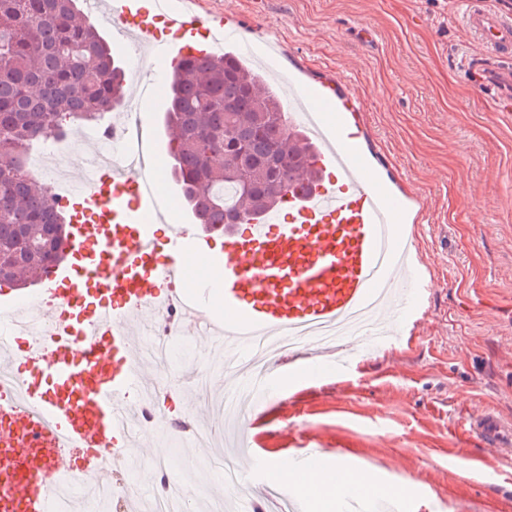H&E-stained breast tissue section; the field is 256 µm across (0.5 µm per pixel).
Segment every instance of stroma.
<instances>
[{
    "label": "stroma",
    "mask_w": 512,
    "mask_h": 512,
    "mask_svg": "<svg viewBox=\"0 0 512 512\" xmlns=\"http://www.w3.org/2000/svg\"><path fill=\"white\" fill-rule=\"evenodd\" d=\"M464 0H201L232 33L226 49L261 58L277 91L296 76L365 104L355 159L377 188L400 199L396 224L423 283L409 316L388 311L389 339L349 342V366L309 375L302 360L278 367L275 402L250 418L257 449L292 458L315 437L336 464L376 483H403L419 512H512V457L485 449L464 417L496 409L512 420V92L465 76L475 53L459 22ZM280 56L269 59V42ZM165 94L148 110L154 164L169 178ZM196 345L178 360L167 414L190 405L215 423L210 457L155 434L170 482L212 497L232 438L215 407L227 378Z\"/></svg>",
    "instance_id": "35a3bbf8"
}]
</instances>
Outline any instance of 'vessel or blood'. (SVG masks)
<instances>
[{"label":"vessel or blood","mask_w":512,"mask_h":512,"mask_svg":"<svg viewBox=\"0 0 512 512\" xmlns=\"http://www.w3.org/2000/svg\"><path fill=\"white\" fill-rule=\"evenodd\" d=\"M142 11L139 0H87L150 69L185 56L220 54L229 37L220 17L200 27L187 7ZM461 22L481 55L465 71L512 87V13L472 0ZM284 105L302 114L323 166L336 176L289 191L285 212L249 219L225 233L220 252L192 224L173 221L157 176L119 158L78 165L71 187L80 200L66 247L71 262L37 293L0 291V512H53L52 490L68 476L100 480L125 465L151 464L128 400L149 386V363L132 340L144 315L182 309L206 340L223 348L228 370L261 355L264 342L304 341L311 330L340 325L368 304L377 279L388 201L366 179L341 127L327 124L304 90L289 85ZM170 227L157 255L152 227ZM208 256L224 273V310L207 307L185 272L190 256ZM469 433L498 449L512 447V421L487 411L469 417ZM83 451L74 465L69 449ZM332 460L319 449L290 459L293 481L266 477L289 512L327 490L317 474Z\"/></svg>","instance_id":"vessel-or-blood-1"}]
</instances>
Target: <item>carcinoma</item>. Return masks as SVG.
I'll use <instances>...</instances> for the list:
<instances>
[{
  "mask_svg": "<svg viewBox=\"0 0 512 512\" xmlns=\"http://www.w3.org/2000/svg\"><path fill=\"white\" fill-rule=\"evenodd\" d=\"M80 0H0V287L21 288L66 258L64 207L26 170L29 151L122 103L120 58ZM167 152L185 204L216 230L283 204L321 176L316 146L278 93L235 55L188 58L170 76ZM216 134L211 144L203 131ZM242 166L246 181L224 170Z\"/></svg>",
  "mask_w": 512,
  "mask_h": 512,
  "instance_id": "obj_1",
  "label": "carcinoma"
}]
</instances>
